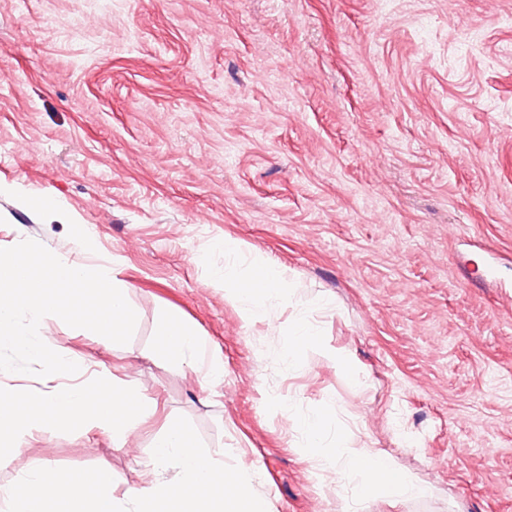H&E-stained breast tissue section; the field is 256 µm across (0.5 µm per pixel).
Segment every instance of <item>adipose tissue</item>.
<instances>
[{"instance_id":"adipose-tissue-1","label":"adipose tissue","mask_w":512,"mask_h":512,"mask_svg":"<svg viewBox=\"0 0 512 512\" xmlns=\"http://www.w3.org/2000/svg\"><path fill=\"white\" fill-rule=\"evenodd\" d=\"M232 297L240 304L245 321L261 316L269 299L279 297L289 288L290 282L284 271L275 265L258 266L251 277L231 279L227 282ZM200 336L194 326L178 314H170L161 334V359L192 363L196 359ZM323 464L335 466L341 480L346 483L360 482L368 489L399 494L412 490L424 494L421 486L409 485L392 459L383 452L366 447L330 449L322 458Z\"/></svg>"}]
</instances>
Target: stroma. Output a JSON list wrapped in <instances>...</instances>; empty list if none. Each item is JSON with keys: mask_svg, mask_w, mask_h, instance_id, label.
I'll use <instances>...</instances> for the list:
<instances>
[{"mask_svg": "<svg viewBox=\"0 0 512 512\" xmlns=\"http://www.w3.org/2000/svg\"><path fill=\"white\" fill-rule=\"evenodd\" d=\"M26 239L126 283L129 343L43 340L155 410L119 448L33 432L0 487L173 480L183 416L267 512H512V0H0V248ZM256 261L292 287L248 323L217 275ZM171 311L195 366L159 359ZM354 438L430 494L340 487L319 456Z\"/></svg>", "mask_w": 512, "mask_h": 512, "instance_id": "obj_1", "label": "stroma"}]
</instances>
